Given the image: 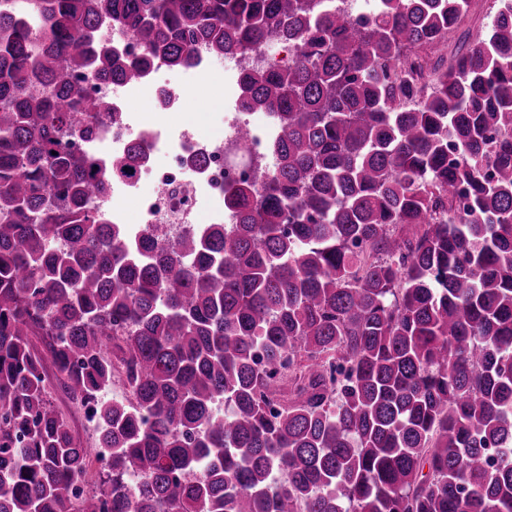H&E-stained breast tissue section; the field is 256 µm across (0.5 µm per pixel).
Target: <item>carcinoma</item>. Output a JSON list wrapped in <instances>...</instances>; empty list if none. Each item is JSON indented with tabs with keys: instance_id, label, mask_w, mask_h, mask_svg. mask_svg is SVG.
Instances as JSON below:
<instances>
[{
	"instance_id": "carcinoma-1",
	"label": "carcinoma",
	"mask_w": 512,
	"mask_h": 512,
	"mask_svg": "<svg viewBox=\"0 0 512 512\" xmlns=\"http://www.w3.org/2000/svg\"><path fill=\"white\" fill-rule=\"evenodd\" d=\"M474 2L0 16V512H512V0L450 53ZM107 23L177 67L298 43L241 77L277 134L237 223L102 222L146 158L72 148L117 120L83 74L145 73Z\"/></svg>"
}]
</instances>
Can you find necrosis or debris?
Wrapping results in <instances>:
<instances>
[{
	"label": "necrosis or debris",
	"mask_w": 512,
	"mask_h": 512,
	"mask_svg": "<svg viewBox=\"0 0 512 512\" xmlns=\"http://www.w3.org/2000/svg\"><path fill=\"white\" fill-rule=\"evenodd\" d=\"M240 56H214L195 50V62L181 68L180 79H172V66L157 60L138 82L104 81L94 73L83 80L92 96L108 98L118 115L106 123L93 140L76 141L78 149L91 152L102 165L124 155L131 142L142 143L145 163L133 177H113L109 202L101 209L107 222L124 224L134 231L148 224H230L234 218L224 198L230 186L250 183L255 171L236 149L237 132L252 131L248 144L252 159L268 160L271 125L253 112H224L216 121V132L202 127H173L135 114L131 105L139 98L152 101L155 111H176L184 94L197 86L218 85L225 100L235 99L240 85ZM208 156L205 168H195V154Z\"/></svg>",
	"instance_id": "1"
}]
</instances>
